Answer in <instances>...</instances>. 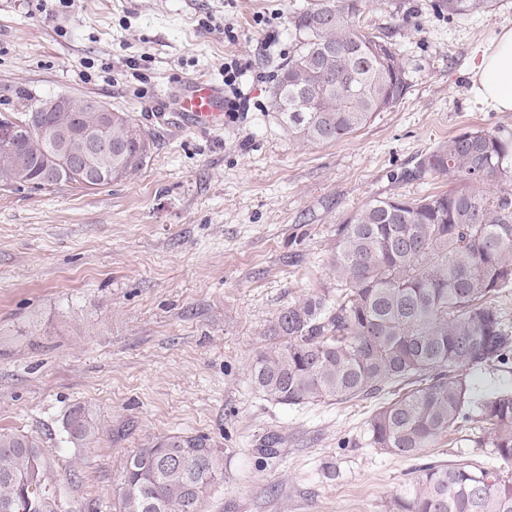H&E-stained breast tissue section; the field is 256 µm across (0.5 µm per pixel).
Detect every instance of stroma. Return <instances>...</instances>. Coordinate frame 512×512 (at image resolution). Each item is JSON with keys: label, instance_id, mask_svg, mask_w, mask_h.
Masks as SVG:
<instances>
[{"label": "stroma", "instance_id": "stroma-1", "mask_svg": "<svg viewBox=\"0 0 512 512\" xmlns=\"http://www.w3.org/2000/svg\"><path fill=\"white\" fill-rule=\"evenodd\" d=\"M309 0H0V113L93 97L127 113L154 145L144 168L105 187L0 185V429L41 448L58 512H112L123 459L147 440L206 436L224 479L204 512H386L415 468L500 462L463 422L419 458L369 444L391 388L288 407L253 386L251 367L288 302L329 282L336 226L396 194L448 190L410 178L448 138L496 129L512 112L482 104L471 65L506 28L512 0L465 16L432 0H367L362 21L390 36L406 97L343 140L303 145L271 106L296 49L290 16ZM269 25L257 24V16ZM245 69L246 112L199 132L173 99L190 80ZM85 406L99 439L64 430ZM274 456L261 453L268 436Z\"/></svg>", "mask_w": 512, "mask_h": 512}]
</instances>
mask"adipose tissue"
<instances>
[{"mask_svg":"<svg viewBox=\"0 0 512 512\" xmlns=\"http://www.w3.org/2000/svg\"><path fill=\"white\" fill-rule=\"evenodd\" d=\"M479 98L493 110L512 112V29H503L472 65Z\"/></svg>","mask_w":512,"mask_h":512,"instance_id":"obj_1","label":"adipose tissue"}]
</instances>
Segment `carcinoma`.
Returning <instances> with one entry per match:
<instances>
[{"label": "carcinoma", "instance_id": "cac0c4a2", "mask_svg": "<svg viewBox=\"0 0 512 512\" xmlns=\"http://www.w3.org/2000/svg\"><path fill=\"white\" fill-rule=\"evenodd\" d=\"M366 0H311L290 24L298 42L276 75L272 99L293 140L338 142L396 106L410 84L385 33L365 31ZM493 0H441L450 15L479 13ZM89 128L112 145L90 169L106 184L137 174L152 140L124 112L107 126L91 112H49L44 129L18 146L19 166L0 163V185L47 186L41 179L45 131ZM447 174L454 187L437 194L372 199L336 225L329 255L334 285L288 303L257 355L251 381L269 401L295 406L344 401L395 385L394 397L368 421L370 444L416 458L457 423H480L476 444L503 462L496 470L470 463H426L388 512H512V388L480 397L468 371L505 365L512 332L494 298L512 286V146L492 129L448 138L411 176ZM503 184L498 195L482 189ZM81 445L98 440L85 407L65 419ZM216 450L202 435L151 439L126 457L115 512H203L207 491L223 480ZM56 512V492L41 452L26 435L0 432V507Z\"/></svg>", "mask_w": 512, "mask_h": 512}]
</instances>
